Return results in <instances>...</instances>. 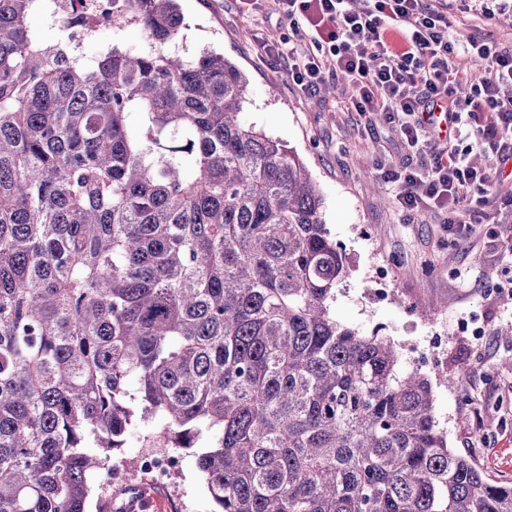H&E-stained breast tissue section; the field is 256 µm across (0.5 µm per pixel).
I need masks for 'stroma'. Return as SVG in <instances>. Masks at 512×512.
<instances>
[{
    "label": "stroma",
    "instance_id": "stroma-1",
    "mask_svg": "<svg viewBox=\"0 0 512 512\" xmlns=\"http://www.w3.org/2000/svg\"><path fill=\"white\" fill-rule=\"evenodd\" d=\"M190 24L188 52L209 47L236 62L250 79L245 118L294 147L324 197L323 219L345 250L350 272L336 290L338 321L360 334L390 337L410 368L423 337L448 338V357L424 366L432 384L435 416L449 447L474 455L495 479L512 482V341L499 336L512 325V175L498 182L495 206L476 207L470 236L449 235L441 214L412 212L395 202L394 186L377 165L403 152L385 120L351 112V97L339 77L326 75L305 92L284 65L262 55L265 38L279 34L298 43L299 34L276 29L274 10L242 12L237 0H180ZM495 280H487V271ZM479 319L485 333L473 339L458 324ZM454 378L447 387L446 378ZM117 502L145 500L147 512H213L195 465H186L169 487L137 482L115 485Z\"/></svg>",
    "mask_w": 512,
    "mask_h": 512
}]
</instances>
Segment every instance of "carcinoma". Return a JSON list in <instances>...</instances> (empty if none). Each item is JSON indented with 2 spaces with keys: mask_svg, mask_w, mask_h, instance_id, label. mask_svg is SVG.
<instances>
[{
  "mask_svg": "<svg viewBox=\"0 0 512 512\" xmlns=\"http://www.w3.org/2000/svg\"><path fill=\"white\" fill-rule=\"evenodd\" d=\"M35 9L0 0V512H85L152 422L214 512H512L428 378L336 320L320 188L238 64L180 50L179 0H112L149 49L90 62Z\"/></svg>",
  "mask_w": 512,
  "mask_h": 512,
  "instance_id": "cac0c4a2",
  "label": "carcinoma"
}]
</instances>
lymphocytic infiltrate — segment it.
<instances>
[{
  "mask_svg": "<svg viewBox=\"0 0 512 512\" xmlns=\"http://www.w3.org/2000/svg\"><path fill=\"white\" fill-rule=\"evenodd\" d=\"M277 24L305 42L262 43L265 55L286 59L302 89L324 74L343 76L359 114L385 113L406 150L389 162L387 176L402 208H433L448 216L449 235L473 229L471 206L492 202L494 173L469 160L473 149H495L512 162V47L482 27L490 8L461 0H278ZM458 13L452 31L449 14ZM444 109L452 127L441 134L434 116Z\"/></svg>",
  "mask_w": 512,
  "mask_h": 512,
  "instance_id": "obj_1",
  "label": "lymphocytic infiltrate"
}]
</instances>
